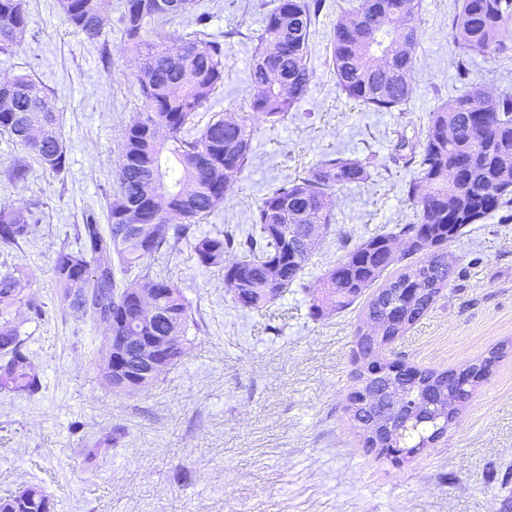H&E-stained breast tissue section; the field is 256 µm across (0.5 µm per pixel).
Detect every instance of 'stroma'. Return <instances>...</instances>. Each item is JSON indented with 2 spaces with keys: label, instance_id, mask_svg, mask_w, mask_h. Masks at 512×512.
Listing matches in <instances>:
<instances>
[{
  "label": "stroma",
  "instance_id": "obj_1",
  "mask_svg": "<svg viewBox=\"0 0 512 512\" xmlns=\"http://www.w3.org/2000/svg\"><path fill=\"white\" fill-rule=\"evenodd\" d=\"M458 2L419 0L411 94L399 110L373 112L337 87L329 39L348 0H326L308 45L307 95L285 122L256 125L250 166L196 232L243 233L264 194L329 152L371 158V179L337 191L336 222L301 282L263 311L235 305L223 272L199 266L188 242L168 249L161 262L190 303L194 346L152 389L117 398L90 363L104 331L68 313L51 261L61 243H75L85 213L104 214L116 188L123 131L145 109L136 85L143 58L118 29L90 41L64 23L55 0H27L29 32L13 55L0 54V80L30 75L49 89L69 166L55 175L35 164L26 181L10 182L1 172L25 151L0 134V207L41 213L29 241L0 249V261L29 267L46 304L45 317L22 327L40 395L0 394V497L38 483L56 512H501L512 491V223L492 217L449 243L458 275L391 348L438 370L504 349L445 436L408 462L364 451L346 410L361 305L320 320L309 313L326 268L412 219L402 185L414 173L391 153L398 132L420 137L429 112L467 91L450 28ZM276 4L199 0L225 54L224 82L200 123L248 102L253 35ZM469 69L472 81L512 92V57L477 56Z\"/></svg>",
  "mask_w": 512,
  "mask_h": 512
}]
</instances>
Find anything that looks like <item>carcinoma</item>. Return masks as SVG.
<instances>
[{
  "label": "carcinoma",
  "mask_w": 512,
  "mask_h": 512,
  "mask_svg": "<svg viewBox=\"0 0 512 512\" xmlns=\"http://www.w3.org/2000/svg\"><path fill=\"white\" fill-rule=\"evenodd\" d=\"M64 23L90 40L112 27L105 0H58ZM324 0H278L261 30L249 70L248 110L234 119L208 122L197 134L192 125L224 81L222 45L198 28L173 34L166 26L195 10V0H123L117 24L128 49L146 52L137 77L146 109L125 127L120 145L117 187L106 204L108 224L94 213L77 225L78 247L63 243L52 260V279L70 313L106 326L97 351L99 378L112 388L109 346L122 336H172L168 365L189 351L190 305L180 286L155 272L151 259L187 240L198 263L224 271L232 300L261 311L297 283L313 243L310 224L328 232L336 223V191L371 177L369 159L331 152L304 172L282 182L262 198L243 237L232 233L192 235L224 201L252 161L253 124L272 126L307 93L313 72L307 49ZM421 18L417 0H359L336 17L330 49L336 83L347 99L373 112H393L408 100ZM512 25V0H461L451 18L460 49L457 71L469 77L474 56H512L503 32ZM29 30L26 0H0V54L11 55ZM17 90L0 105V133L22 146L28 158L0 172L22 182L28 159L56 175L66 170L68 152L62 115L48 89L36 79L14 81ZM391 160L416 175L403 187L414 209L413 221L371 236L342 256L319 280L310 315L322 319L349 308L384 270L399 261L397 242L405 237L410 253L427 248L426 259L410 262L373 292L357 328L358 361L353 384H367L376 401L360 403L347 395V411L364 447L405 448L414 457L441 438L500 354L491 351L460 370L398 365L406 372L375 374L385 352L405 335L448 288L456 274L446 248L469 224H481L512 204V94L470 83L462 96L429 113L422 140L398 134ZM41 220L32 205L0 208V248L30 237ZM145 224L140 238L130 229ZM240 258L226 263L228 253ZM23 265L0 272V391L32 399L41 391L40 375L24 349L20 324L42 317L45 303ZM150 293L155 314L140 315L137 294ZM50 496L33 484L0 501L10 512H46Z\"/></svg>",
  "instance_id": "1"
}]
</instances>
